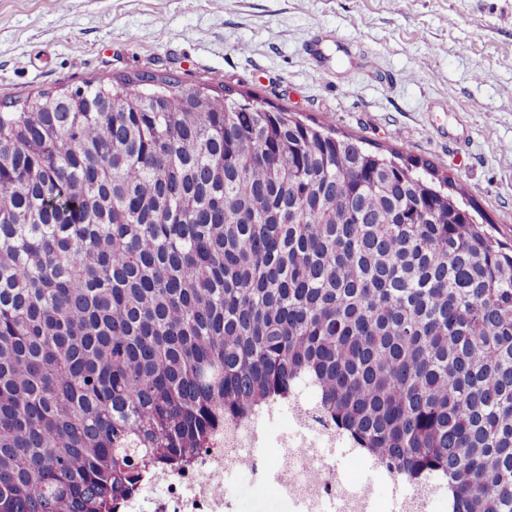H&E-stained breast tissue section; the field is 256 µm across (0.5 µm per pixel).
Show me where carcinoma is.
<instances>
[{
  "label": "carcinoma",
  "instance_id": "carcinoma-1",
  "mask_svg": "<svg viewBox=\"0 0 512 512\" xmlns=\"http://www.w3.org/2000/svg\"><path fill=\"white\" fill-rule=\"evenodd\" d=\"M0 112V512H120L224 425L316 415L512 512V245L428 162L165 75Z\"/></svg>",
  "mask_w": 512,
  "mask_h": 512
}]
</instances>
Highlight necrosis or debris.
I'll return each instance as SVG.
<instances>
[{
	"label": "necrosis or debris",
	"instance_id": "necrosis-or-debris-1",
	"mask_svg": "<svg viewBox=\"0 0 512 512\" xmlns=\"http://www.w3.org/2000/svg\"><path fill=\"white\" fill-rule=\"evenodd\" d=\"M313 395L299 396L237 425L233 436L202 452L193 470L149 481L125 512H232L226 479L250 476L260 490L287 496L290 512H439L434 495L405 487L375 459L353 452L355 463L381 474L395 492L381 499L374 484L339 475L334 431L313 416Z\"/></svg>",
	"mask_w": 512,
	"mask_h": 512
}]
</instances>
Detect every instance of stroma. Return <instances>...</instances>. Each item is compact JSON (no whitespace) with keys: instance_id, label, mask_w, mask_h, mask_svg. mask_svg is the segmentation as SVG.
Segmentation results:
<instances>
[{"instance_id":"stroma-1","label":"stroma","mask_w":512,"mask_h":512,"mask_svg":"<svg viewBox=\"0 0 512 512\" xmlns=\"http://www.w3.org/2000/svg\"><path fill=\"white\" fill-rule=\"evenodd\" d=\"M138 73L431 162L512 244V0H0V109Z\"/></svg>"}]
</instances>
